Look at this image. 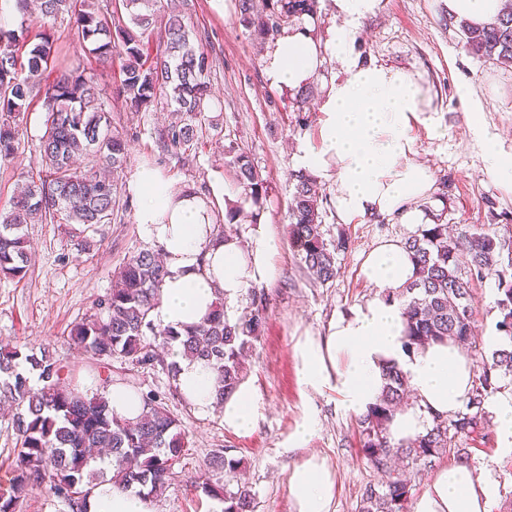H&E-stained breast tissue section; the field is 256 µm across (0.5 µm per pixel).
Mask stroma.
<instances>
[{
	"label": "stroma",
	"mask_w": 512,
	"mask_h": 512,
	"mask_svg": "<svg viewBox=\"0 0 512 512\" xmlns=\"http://www.w3.org/2000/svg\"><path fill=\"white\" fill-rule=\"evenodd\" d=\"M186 2L185 19L206 35L212 61V104L203 137L181 154L164 150L157 136L171 113L133 112L113 99L112 130L127 142L119 183L129 207L120 220L100 227L87 250L65 225H28L32 259L26 279H0V339L46 347L74 370L85 389L96 391V374L69 331L95 313L97 302L112 286L114 268L153 245L137 221L136 172L157 170L174 188L192 189L228 207L242 193L224 154L225 145L236 143L266 181L268 193L259 219L275 245L277 273L266 287L268 314L262 337L246 362L245 382L259 394L261 414L253 430L238 434L226 430L218 414L203 416L181 399L169 398L170 411L190 434V446L175 464L169 488L152 498V510L222 512V503L194 484L219 451L240 460L236 478L251 488L254 512H291L289 471L314 451L326 458L335 474L334 512H356L365 486L377 483L380 476L359 446L357 416L339 409L335 393L318 394L299 383L293 343L307 334H325L333 319L375 298L376 288L360 273L365 255L381 240L405 239L418 228L387 219L341 225L326 200L325 228L348 237L349 248L338 257L336 280L326 286L314 283L290 243L287 215L296 147L318 142L319 98L299 102L293 94L269 86L262 69L268 46L239 24L235 0H226L223 16L210 0ZM59 43L68 55V69L94 74L102 86L115 87L117 69L96 63L74 31L61 27ZM353 49L361 60L419 72L430 90L439 128L434 133L421 125L413 129L418 157L434 178V191L420 201V208L442 215L448 224H487L491 212H503L507 224L500 232L512 237V190L485 173L482 146L467 124L470 113H478L485 130L512 159V66L468 54L457 27L448 23L444 0H382L379 13L356 32ZM42 122V112L24 113L20 128L26 149L15 161L0 162V209L8 207L18 175L31 160ZM472 292L474 342L485 353L486 338L495 332L498 320L496 283L490 278L473 284ZM307 419L314 421V432L306 443H297L295 430ZM467 446L475 468L493 467L490 512H512V455L499 452L495 428L473 433Z\"/></svg>",
	"instance_id": "obj_1"
}]
</instances>
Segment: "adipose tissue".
Returning <instances> with one entry per match:
<instances>
[{
	"label": "adipose tissue",
	"mask_w": 512,
	"mask_h": 512,
	"mask_svg": "<svg viewBox=\"0 0 512 512\" xmlns=\"http://www.w3.org/2000/svg\"><path fill=\"white\" fill-rule=\"evenodd\" d=\"M382 0H331L338 27L326 41L312 35L313 19L294 24L274 40L263 60L267 82L295 93L319 78L327 56L341 67L323 84L319 143L299 149L304 172L329 179L339 222L394 217L421 224L418 201L430 197V169L415 160L411 131L421 124L437 129L432 99L420 73L359 64L352 56V36L362 20L376 15ZM140 196L138 222L165 253L168 274L161 289L156 322L182 328L200 323L216 299L234 310L248 289L276 275L274 243L264 226L247 239H216L213 203L190 191H173L151 169L135 175ZM364 279L379 295L330 322L322 336L297 339L293 353L299 382L314 392L331 391L344 412L366 414L381 394L386 367L405 374L414 402L395 414L389 434L397 441L424 435L434 416L453 417L466 401L474 367L462 349L444 342L407 347L401 306L394 295L415 275L402 240L381 241L361 264ZM178 387L199 414L215 411L211 371L196 360L179 362ZM259 395L248 385L224 401L225 428L249 431L257 422ZM334 473L325 458H300L288 478L292 512H331ZM491 469L475 470L466 462L441 468L413 512H489ZM87 512H151L146 495L98 485L86 501Z\"/></svg>",
	"instance_id": "1"
}]
</instances>
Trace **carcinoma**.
I'll list each match as a JSON object with an SVG mask.
<instances>
[{"instance_id": "obj_1", "label": "carcinoma", "mask_w": 512, "mask_h": 512, "mask_svg": "<svg viewBox=\"0 0 512 512\" xmlns=\"http://www.w3.org/2000/svg\"><path fill=\"white\" fill-rule=\"evenodd\" d=\"M161 0H39V16L17 29L0 25V160L19 152V121L41 103L43 133L34 146L36 166L26 172L10 208L0 210V278L23 280L31 252L24 227L34 222L65 224L80 243L88 232L110 224L126 209L112 174L126 162V140L112 132V97L94 76L65 72V57L56 36L63 24L89 44V54L102 64L119 58L117 95L132 112L165 109L181 117L161 132L166 147L177 152L199 140L198 119L210 111V61L202 36L191 28L180 6L169 10ZM318 0H237L239 23L262 41L275 39L295 19L314 16ZM125 13L122 18L119 13ZM466 51L488 62L512 65V7L496 20L473 27L453 19ZM157 35V46L150 45ZM230 155L238 184L239 205L229 209L231 224L250 205L257 218L267 196L265 180L249 157L232 144ZM292 200L288 235L303 267L318 284L336 279V256L348 249L339 233L326 237L320 190L309 175L290 174ZM416 266L415 277L399 291L411 345L454 342L469 348L474 328V297L469 281L496 280V330L506 344L480 355L482 373L469 392L465 410L450 419L433 418L423 436L395 443L387 434L394 412L409 400L402 371L390 366L378 404L359 418V445L381 482L365 487L358 512H409L412 480L433 459L469 458L463 443L483 425L486 400L512 379V242L493 224H458L455 233L436 214L432 223L405 240ZM465 257L470 280L463 279ZM167 275L159 253L141 249L112 274V288L99 301L100 312L70 330V339L88 355L104 384H112L115 356L140 369H161L169 378V394L179 395L177 358L203 360L215 375L219 406L245 379V361L256 348L268 312L265 289L253 287L243 315L232 320L224 301L215 302L203 323L176 330L151 318ZM38 374L32 386L22 366ZM144 410L129 421L118 417L102 393L81 389L69 365L46 351L39 353L16 341L0 340V402L14 407L12 427L19 441L9 464V480L0 485V512H16L33 491L44 488L68 512H85L92 490L108 479L121 489L139 486L159 496L169 486L174 465L189 434L160 396H143ZM112 454L110 472L91 466V452ZM240 460L215 454L203 483L207 495L224 502V512H253L246 486L230 487Z\"/></svg>"}]
</instances>
